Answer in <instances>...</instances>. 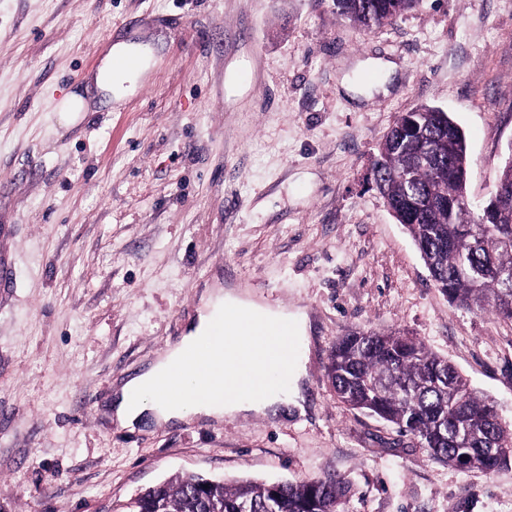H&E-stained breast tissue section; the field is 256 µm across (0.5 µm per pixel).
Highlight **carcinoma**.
Here are the masks:
<instances>
[{
	"mask_svg": "<svg viewBox=\"0 0 512 512\" xmlns=\"http://www.w3.org/2000/svg\"><path fill=\"white\" fill-rule=\"evenodd\" d=\"M418 0H333L336 14L365 28L393 24ZM374 183L405 225L432 279L466 309L512 321V156L501 168L497 206L467 196L468 145L452 117L421 105L378 146ZM337 399L417 439L434 460L491 474L512 461V430L447 359L412 336L353 331L327 366ZM339 478L226 484L185 476L142 492L135 512H339Z\"/></svg>",
	"mask_w": 512,
	"mask_h": 512,
	"instance_id": "obj_1",
	"label": "carcinoma"
}]
</instances>
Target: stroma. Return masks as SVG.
I'll return each instance as SVG.
<instances>
[{"mask_svg":"<svg viewBox=\"0 0 512 512\" xmlns=\"http://www.w3.org/2000/svg\"><path fill=\"white\" fill-rule=\"evenodd\" d=\"M152 35L149 83L59 125L108 44ZM420 104L463 128L485 202L512 147V0H420L373 30L332 0H0V512H131L192 474L338 477L344 512H512V464L438 463L326 376L347 331L401 332L512 424V321L452 304L374 185ZM218 288L305 311L306 414L117 427L115 388Z\"/></svg>","mask_w":512,"mask_h":512,"instance_id":"obj_1","label":"stroma"}]
</instances>
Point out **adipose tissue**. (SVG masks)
I'll list each match as a JSON object with an SVG mask.
<instances>
[{"label":"adipose tissue","instance_id":"1","mask_svg":"<svg viewBox=\"0 0 512 512\" xmlns=\"http://www.w3.org/2000/svg\"><path fill=\"white\" fill-rule=\"evenodd\" d=\"M158 61L153 43L131 39L114 42L92 78L89 94L66 96L59 111L61 121L72 122L79 113L89 110L95 98L122 104L148 80ZM226 309L236 310L247 320L263 319L269 325L287 320L296 333L306 331L307 316L303 310L289 313L230 291L209 295L180 341L116 388L111 407L115 423L133 431L150 420L176 423L194 416L220 421L240 414L274 415L285 406L304 411L306 367L300 361L291 368L292 389L288 396H244L221 402L203 396V389L214 378L215 364H223L228 371L244 362L262 367L270 342L266 336H240L224 340L221 349H214L211 333L216 315Z\"/></svg>","mask_w":512,"mask_h":512}]
</instances>
